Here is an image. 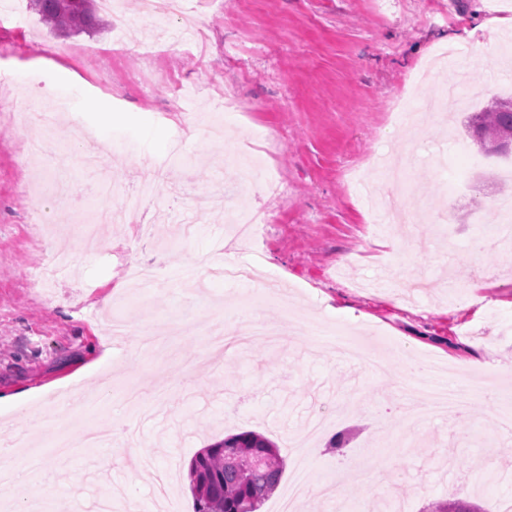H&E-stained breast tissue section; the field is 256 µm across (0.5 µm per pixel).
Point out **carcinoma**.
I'll list each match as a JSON object with an SVG mask.
<instances>
[{
    "label": "carcinoma",
    "mask_w": 512,
    "mask_h": 512,
    "mask_svg": "<svg viewBox=\"0 0 512 512\" xmlns=\"http://www.w3.org/2000/svg\"><path fill=\"white\" fill-rule=\"evenodd\" d=\"M32 10L52 30L86 31L95 25L93 0H29ZM473 140L486 145L490 133L512 137V98H493L482 111L469 117ZM258 455L264 463L250 469L240 460ZM284 461L277 446L265 436L241 431L209 445L190 463L189 476L194 512H259L280 483ZM425 512H481L462 501L434 502Z\"/></svg>",
    "instance_id": "obj_1"
}]
</instances>
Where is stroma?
Here are the masks:
<instances>
[{
	"label": "stroma",
	"mask_w": 512,
	"mask_h": 512,
	"mask_svg": "<svg viewBox=\"0 0 512 512\" xmlns=\"http://www.w3.org/2000/svg\"><path fill=\"white\" fill-rule=\"evenodd\" d=\"M0 0V443L27 431L44 449L9 466L26 470L10 488L8 512L94 504L112 492V512H147L158 477L169 473L179 500L192 496L189 465L225 436L253 430L284 460L281 482L260 512H274L295 471L288 448L308 422L330 424L308 465L345 484L341 498L309 493L299 512H422L463 500L496 512L512 500V433L485 388H512V246L488 237L495 204L512 200V156L488 155L465 120L493 96H512L500 45L512 39V0H185L206 43L152 40L142 0H120L114 27L98 9L94 31L52 32L38 15L19 25ZM497 30H487L490 19ZM233 93L251 115L228 111L208 129L209 111ZM185 98L186 111L172 102ZM66 106L56 139L68 146L64 175L80 191L54 195L57 175L23 153L33 102ZM198 125H189L187 113ZM103 145L98 179L134 188L163 165L172 194L148 205L145 246L132 224L96 227L101 254L83 248L89 178L80 139ZM409 161L404 196L414 221L373 225L363 187L375 164ZM278 180L266 192L262 180ZM276 218L258 243H240L225 213ZM66 245L76 275L33 287L50 245ZM276 273L278 301L259 279L225 278L222 261ZM155 263L148 294L128 287L126 269ZM202 267L184 277L187 264ZM393 350L402 361L453 364L439 385L468 387L465 411L414 422L410 408L430 383L402 389L388 375L329 351L316 326ZM112 357L101 361L103 348ZM483 357L486 369L467 366ZM91 397L90 420L137 429L154 464L126 456L94 472L110 445L70 448L61 464L50 446L73 435L74 391ZM57 493H45L46 477Z\"/></svg>",
	"instance_id": "obj_1"
}]
</instances>
